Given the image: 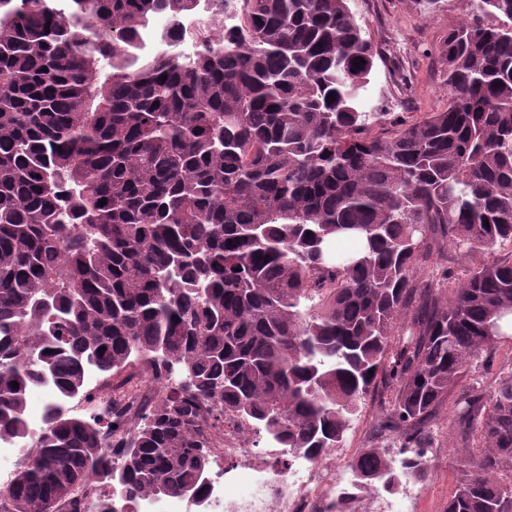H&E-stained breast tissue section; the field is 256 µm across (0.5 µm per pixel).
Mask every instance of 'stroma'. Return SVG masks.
<instances>
[{"instance_id":"stroma-1","label":"stroma","mask_w":512,"mask_h":512,"mask_svg":"<svg viewBox=\"0 0 512 512\" xmlns=\"http://www.w3.org/2000/svg\"><path fill=\"white\" fill-rule=\"evenodd\" d=\"M348 5L380 54L367 86L373 111L408 122L442 110L448 98L439 48L467 13V0H439L429 11L420 0H349ZM435 423L441 438L426 479L416 484L414 512H445L463 473L452 453L458 445L452 413L440 408Z\"/></svg>"}]
</instances>
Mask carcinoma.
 Returning a JSON list of instances; mask_svg holds the SVG:
<instances>
[{
    "label": "carcinoma",
    "mask_w": 512,
    "mask_h": 512,
    "mask_svg": "<svg viewBox=\"0 0 512 512\" xmlns=\"http://www.w3.org/2000/svg\"><path fill=\"white\" fill-rule=\"evenodd\" d=\"M195 2L0 0V434L29 424L44 380L68 393L59 336L114 392L134 370L160 384L130 430L119 403L91 423L49 407L0 512L64 498L60 468L115 481L101 512H133L161 477L197 495L226 416L315 460L375 396L358 489L423 478L449 404L464 471L446 512H512V367L482 376L512 340L495 257L512 243V0H468L441 47L445 108L376 134L388 113L358 109L376 52L348 0H248L245 31L189 62L138 52L140 28ZM448 242L485 260L419 277ZM176 363L192 389L162 384Z\"/></svg>",
    "instance_id": "carcinoma-1"
}]
</instances>
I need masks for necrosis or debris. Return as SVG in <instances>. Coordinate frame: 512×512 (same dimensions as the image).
<instances>
[{"label":"necrosis or debris","instance_id":"necrosis-or-debris-1","mask_svg":"<svg viewBox=\"0 0 512 512\" xmlns=\"http://www.w3.org/2000/svg\"><path fill=\"white\" fill-rule=\"evenodd\" d=\"M222 7L224 19L234 28L246 20L245 0H200L196 12L182 17L178 27H171L167 16H159L139 35L138 47L146 54L170 52L182 59L191 58L201 41L210 35L209 14ZM210 451L218 467L208 480L198 506L181 498L162 502L148 496L137 501L136 512H326L329 500L340 499L346 512H378L381 496H358L348 480L339 478L335 460L311 461L291 458L280 477L271 478L265 467L243 468L226 474L223 464L239 461L253 451L241 422L225 420L223 428L210 435Z\"/></svg>","mask_w":512,"mask_h":512}]
</instances>
